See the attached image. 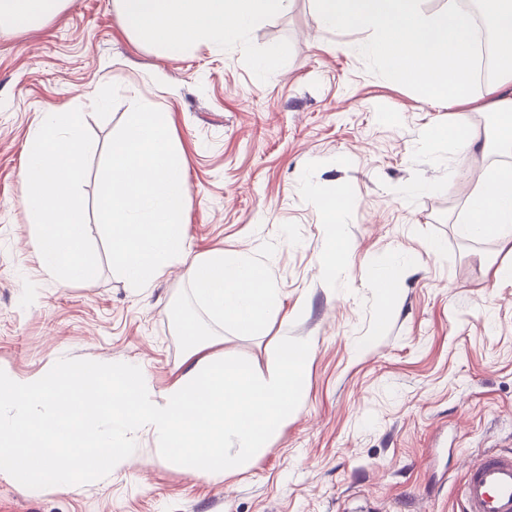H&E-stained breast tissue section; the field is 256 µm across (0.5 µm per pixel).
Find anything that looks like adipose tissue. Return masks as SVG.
<instances>
[{
	"label": "adipose tissue",
	"mask_w": 512,
	"mask_h": 512,
	"mask_svg": "<svg viewBox=\"0 0 512 512\" xmlns=\"http://www.w3.org/2000/svg\"><path fill=\"white\" fill-rule=\"evenodd\" d=\"M68 0H0V30L24 33L57 16ZM123 31L136 43L170 59L198 44L223 47L240 40L263 19L283 12L288 0H114ZM87 149L81 113L49 108L25 151L23 204L39 232L35 240L45 273L62 283L96 273L86 249L80 194ZM471 218L462 231L504 236L512 227V167L487 172L471 195ZM198 302L235 333L252 336L280 311L279 291L252 259L222 250L198 255L193 264Z\"/></svg>",
	"instance_id": "1"
}]
</instances>
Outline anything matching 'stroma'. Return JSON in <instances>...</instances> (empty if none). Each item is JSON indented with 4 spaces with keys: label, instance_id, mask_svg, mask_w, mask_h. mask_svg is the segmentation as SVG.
I'll list each match as a JSON object with an SVG mask.
<instances>
[{
    "label": "stroma",
    "instance_id": "1",
    "mask_svg": "<svg viewBox=\"0 0 512 512\" xmlns=\"http://www.w3.org/2000/svg\"><path fill=\"white\" fill-rule=\"evenodd\" d=\"M369 30H324L314 0H290L245 38L177 60L136 44L113 0H70L42 28L0 34V366L25 378L62 357L131 361L154 394L186 373L183 313L209 354L274 367L285 336L309 340L302 399L249 467L199 476L161 461L139 430L134 463L99 480L19 492L0 477V512H460L467 465L512 451V237L461 234L468 196L512 166V136L488 130L486 85L447 107L369 73ZM285 52L261 78L254 61ZM163 109L189 189L186 254L148 287L116 274L95 215L106 147L131 100ZM50 106L82 113L81 197L97 271L65 286L40 268L22 198L26 141ZM466 127L469 152L428 146ZM424 179L430 192L401 189ZM345 192L344 245L328 273L316 205ZM216 249L248 255L282 306L254 336L198 305L191 267ZM403 264L391 302L377 266Z\"/></svg>",
    "mask_w": 512,
    "mask_h": 512
}]
</instances>
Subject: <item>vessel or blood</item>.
<instances>
[{"label":"vessel or blood","instance_id":"1","mask_svg":"<svg viewBox=\"0 0 512 512\" xmlns=\"http://www.w3.org/2000/svg\"><path fill=\"white\" fill-rule=\"evenodd\" d=\"M462 512H512V452L491 453L470 463Z\"/></svg>","mask_w":512,"mask_h":512}]
</instances>
